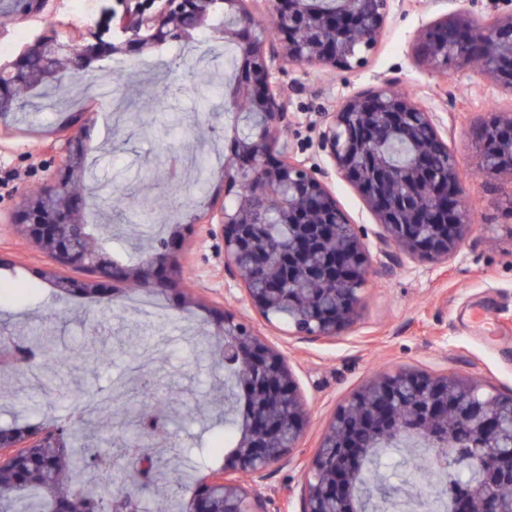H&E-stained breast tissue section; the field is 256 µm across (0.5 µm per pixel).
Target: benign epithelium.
Segmentation results:
<instances>
[{"instance_id":"1","label":"benign epithelium","mask_w":512,"mask_h":512,"mask_svg":"<svg viewBox=\"0 0 512 512\" xmlns=\"http://www.w3.org/2000/svg\"><path fill=\"white\" fill-rule=\"evenodd\" d=\"M251 0H121L123 11L112 15L117 36L93 33L79 51L45 36L13 61H0V119L18 105L17 92L49 81L59 84L87 68L93 59L126 51H144L193 33L214 29L224 16V39L239 50L236 92L226 104L255 113L254 130L236 140L224 162V181L238 187L234 203L218 214L205 213L224 240V271L239 278L247 299L262 318L280 320L292 313L288 334L334 340L357 316L360 290L373 274L365 243L367 234L353 224L336 203L326 173L293 157L282 137L288 95L272 85L274 57L266 52L267 37L256 26ZM392 0H335L331 9L311 6L312 0H273L281 55L295 64H319L352 71L363 67L378 44ZM414 54L425 70L448 81L452 67L484 61V71L512 90V13L486 24L470 13L446 14L424 28ZM448 131L435 113L408 96L391 91V83L349 97L327 113L321 147L337 174L349 180L373 213L374 232L382 252L442 260L458 251L471 224L461 206L467 189L456 160L448 152ZM412 146L397 163L364 145L379 146L391 138ZM480 171L512 179V113L493 112L476 131ZM62 176L35 195L23 194L12 224L32 245L47 254L54 268L45 276L57 296L74 291L62 268L86 272L80 285L99 294L98 279H118L149 288L160 278L174 281L181 266L170 252V240L139 266L112 263L103 239L82 221L85 154L70 141L60 149ZM212 335L223 342L222 362L237 366V389L244 399L243 423L224 468L199 479L185 512H271L259 479L270 465L298 448L307 413L284 355L268 345L255 327L230 312L215 318ZM415 396L416 426L389 440L416 450L436 439L434 429L453 431L462 424L478 448L465 459L435 449V461L446 476L468 473L473 484L454 501L453 512H501L495 494L499 483L512 480V463L497 451V438L508 429L512 438V394L498 395L458 375H431L409 369L378 374L363 385L333 417L319 447L305 468L302 512H336V505L359 502L371 512L375 499L389 492L360 481L369 449L351 437L366 430H386L400 414L399 392ZM139 488L151 487V459L137 449ZM71 456L62 427L29 432L0 429V512L20 490L38 487L49 512H88L89 496L75 492L65 479Z\"/></svg>"}]
</instances>
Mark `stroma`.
<instances>
[{"instance_id": "1", "label": "stroma", "mask_w": 512, "mask_h": 512, "mask_svg": "<svg viewBox=\"0 0 512 512\" xmlns=\"http://www.w3.org/2000/svg\"><path fill=\"white\" fill-rule=\"evenodd\" d=\"M117 6V0H47L40 11L0 26V46L12 59L52 33L81 44ZM461 7L483 23L511 12L512 0H397L364 68L277 65L275 77L288 90L286 137L298 160L327 172L328 186L352 223L371 233L376 229L360 194L336 174L321 148L325 115L385 80L447 126L448 151L468 190L473 229L447 260L390 257L368 238L374 273L362 290L357 321L333 342L286 336L281 323L267 324L249 304L242 283L225 273L221 235L208 234L195 222L201 201L219 205L233 199L219 181L240 130L235 113L224 109V94L235 80L225 65L233 43L202 33L187 44L92 63L74 77L65 98L52 101L36 89L22 93L26 109L8 116L0 129V173L10 176L0 184V213L13 209L24 188L47 184L58 167L48 145H64L74 136L88 165L84 220L107 225L112 259L131 266L146 258L157 243L150 226L163 214V201L175 199L179 205L171 222L187 230L179 255L188 264L183 282L151 290L162 305L159 313L144 317L132 311L122 319L112 315V304L95 296L76 292L57 298L44 276L48 258L31 250L13 225L0 223V284L20 286L0 296V331L27 341L49 330L68 352L52 375H42L36 366L0 371V427L40 429L51 419L60 425L73 408L112 399L111 415L96 414L86 427L118 462L104 476L82 472L75 484L111 490L126 467L115 443L123 436L167 465V494L189 500L182 472L193 464L198 446L211 443L224 425V373L210 323L214 313L229 310L258 326L298 383L309 418L302 444L268 467L261 485L272 508L300 512L304 467L321 434L375 374L397 368L460 374L489 391L512 393V217L503 209L512 199V184L479 175L474 145L475 128L492 111H512V90L475 67L454 70L447 82H439L414 55L419 30ZM124 99L132 102L131 111L122 110ZM118 186L150 199V207L108 220L104 204ZM477 308L485 310L494 334H483L472 320ZM91 336L104 337L108 345L95 374L76 366V351ZM135 338L152 354L137 377L121 353L122 343ZM149 405L172 418L166 438L139 435L130 418V411Z\"/></svg>"}]
</instances>
